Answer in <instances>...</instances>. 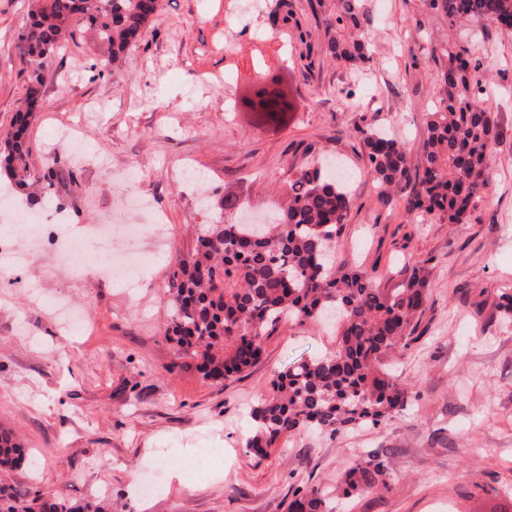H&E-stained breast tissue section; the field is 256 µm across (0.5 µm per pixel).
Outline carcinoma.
<instances>
[{"label": "carcinoma", "mask_w": 512, "mask_h": 512, "mask_svg": "<svg viewBox=\"0 0 512 512\" xmlns=\"http://www.w3.org/2000/svg\"><path fill=\"white\" fill-rule=\"evenodd\" d=\"M456 20H486L512 31V0H431ZM159 0H36L18 33L29 89L9 128L0 132V173L10 184L29 185L27 136L44 74L56 52L76 41L73 22L95 28L99 74H116L128 50L154 20ZM363 0H336L326 27L331 56L359 71L370 61ZM445 93L427 114L421 164L410 167L408 150L380 130L360 129L370 170L381 184L412 187L411 209L463 219L488 180L496 121L485 107L479 59L450 44ZM335 161L308 167L289 182L288 205L275 223L242 220V205L226 197L228 216L199 227L194 251L177 256L165 292L167 339L174 344L172 368L195 369L204 380L224 383L252 367L279 323L333 320V351L302 358L278 372L270 391L251 408L254 432L246 447L263 454L283 435L311 431L334 436L349 426L377 427L411 403L380 358L405 352L416 316L425 312L429 284L422 268L409 269L397 287L377 288L363 271H343L329 259L343 238L351 208L346 180L327 174ZM24 448L0 431V471L16 468ZM390 488V464L378 453L354 460L336 488L307 486L293 491L288 512H336L334 498ZM0 512H108V505H74L64 497L20 493L0 484Z\"/></svg>", "instance_id": "cac0c4a2"}]
</instances>
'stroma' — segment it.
Listing matches in <instances>:
<instances>
[{
    "instance_id": "stroma-1",
    "label": "stroma",
    "mask_w": 512,
    "mask_h": 512,
    "mask_svg": "<svg viewBox=\"0 0 512 512\" xmlns=\"http://www.w3.org/2000/svg\"><path fill=\"white\" fill-rule=\"evenodd\" d=\"M317 2L290 0L285 17L274 0H159L120 74L93 70L97 43L88 29L55 55L27 144L32 178L56 189L14 195L36 217L63 209L81 232L84 265L55 268L41 254L18 285L0 284V429L26 454L0 472V483L79 504L100 487L112 512H288L296 487L334 485L352 459L379 452L390 459L391 491L343 499V512H512V320L498 308L512 289V33L482 21L449 25L428 0H365L372 56L351 71L327 51ZM32 5L0 0V129L26 98L16 44ZM450 41L478 50L498 133L488 185L458 224L408 211L407 192L380 189L358 135L383 127L408 148L411 165L420 163L426 114L448 67L440 48ZM279 76L293 111L242 107L258 81ZM68 124L79 128L86 153L134 165L129 190L165 215L174 251L142 269L137 293L94 283L84 271L104 259L86 228L121 195L109 174L54 139ZM318 155L353 173L337 267L363 270L384 290L406 267L426 269L430 301L417 339L382 359L419 399L379 427L333 440L285 437L259 458L245 446L250 407L277 372L332 350L336 338L317 323L281 324L260 362L221 385L172 369L168 271L174 252L193 250L199 225L215 215L183 193L178 172L191 163L213 202L233 195L267 213L287 207L289 181ZM48 268L47 295L81 303L92 333L61 337L51 311L26 294L24 283L43 280ZM184 448L215 477L191 480L161 466L163 455ZM34 455L42 461L36 471ZM140 472L160 482L158 493L137 494Z\"/></svg>"
}]
</instances>
